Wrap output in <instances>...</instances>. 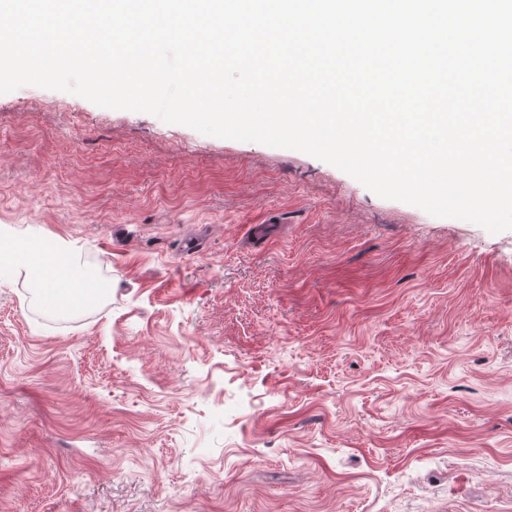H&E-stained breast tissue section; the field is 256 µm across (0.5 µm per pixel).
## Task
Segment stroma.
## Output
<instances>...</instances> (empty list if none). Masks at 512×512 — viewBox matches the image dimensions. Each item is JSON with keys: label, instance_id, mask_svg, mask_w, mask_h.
Here are the masks:
<instances>
[{"label": "stroma", "instance_id": "obj_1", "mask_svg": "<svg viewBox=\"0 0 512 512\" xmlns=\"http://www.w3.org/2000/svg\"><path fill=\"white\" fill-rule=\"evenodd\" d=\"M0 224L105 287L0 280V512H512V230L32 85Z\"/></svg>", "mask_w": 512, "mask_h": 512}]
</instances>
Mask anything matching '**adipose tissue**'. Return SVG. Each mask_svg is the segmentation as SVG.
<instances>
[{
    "label": "adipose tissue",
    "instance_id": "1",
    "mask_svg": "<svg viewBox=\"0 0 512 512\" xmlns=\"http://www.w3.org/2000/svg\"><path fill=\"white\" fill-rule=\"evenodd\" d=\"M0 238L11 241L12 269L15 274L31 279L37 293L55 311L70 309L82 296H96L99 283L81 284V276L68 266L64 251L56 245L35 251L27 238L15 235L12 228L0 226Z\"/></svg>",
    "mask_w": 512,
    "mask_h": 512
}]
</instances>
